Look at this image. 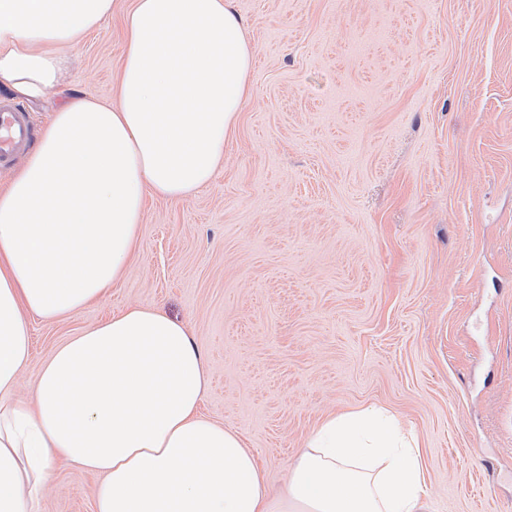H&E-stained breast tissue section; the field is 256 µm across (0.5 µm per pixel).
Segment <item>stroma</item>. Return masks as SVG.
I'll list each match as a JSON object with an SVG mask.
<instances>
[{
  "mask_svg": "<svg viewBox=\"0 0 512 512\" xmlns=\"http://www.w3.org/2000/svg\"><path fill=\"white\" fill-rule=\"evenodd\" d=\"M105 27L25 102L37 129L115 99ZM251 95L211 182L147 196L116 286L31 321L16 397L52 351L131 306L186 324L201 412L281 490L311 431L376 404L424 443L429 512H512V0H233ZM101 475L58 464L39 512H94Z\"/></svg>",
  "mask_w": 512,
  "mask_h": 512,
  "instance_id": "obj_1",
  "label": "stroma"
}]
</instances>
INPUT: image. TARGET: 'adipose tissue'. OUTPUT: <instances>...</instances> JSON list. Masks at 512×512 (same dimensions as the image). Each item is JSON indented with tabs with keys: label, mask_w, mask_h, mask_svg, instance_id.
Returning <instances> with one entry per match:
<instances>
[{
	"label": "adipose tissue",
	"mask_w": 512,
	"mask_h": 512,
	"mask_svg": "<svg viewBox=\"0 0 512 512\" xmlns=\"http://www.w3.org/2000/svg\"><path fill=\"white\" fill-rule=\"evenodd\" d=\"M113 0H0V82L41 99L65 46ZM117 103L73 98L0 194V512H38L57 462L102 474L95 512H425L418 437L387 409L331 414L284 496L237 432L199 412L206 372L186 327L130 307L58 346L32 402L15 398L29 317L56 320L125 273L146 194L191 196L214 177L252 86L232 0H133Z\"/></svg>",
	"instance_id": "ef3b65f1"
}]
</instances>
